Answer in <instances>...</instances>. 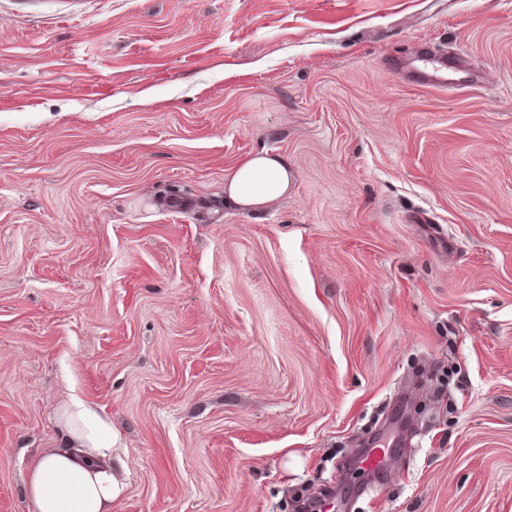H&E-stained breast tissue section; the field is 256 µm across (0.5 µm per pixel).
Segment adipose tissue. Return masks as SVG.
<instances>
[{
  "instance_id": "adipose-tissue-1",
  "label": "adipose tissue",
  "mask_w": 512,
  "mask_h": 512,
  "mask_svg": "<svg viewBox=\"0 0 512 512\" xmlns=\"http://www.w3.org/2000/svg\"><path fill=\"white\" fill-rule=\"evenodd\" d=\"M293 172L287 162L266 151L244 158L228 180V198L254 211L287 194ZM67 444L46 450L28 468L24 494L28 512H112L123 481L112 465L119 435L105 410L72 396L55 411Z\"/></svg>"
}]
</instances>
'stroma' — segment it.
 I'll list each match as a JSON object with an SVG mask.
<instances>
[{
	"mask_svg": "<svg viewBox=\"0 0 512 512\" xmlns=\"http://www.w3.org/2000/svg\"><path fill=\"white\" fill-rule=\"evenodd\" d=\"M73 394L112 512H512V0H0V512ZM415 60L407 59L401 62L400 68L408 73L417 75V80L433 86H444L448 83L447 67L442 61H436L422 70L414 65ZM292 178L293 172L284 159L260 151L238 164L225 191L235 204L258 211L286 195Z\"/></svg>",
	"mask_w": 512,
	"mask_h": 512,
	"instance_id": "obj_1",
	"label": "stroma"
}]
</instances>
